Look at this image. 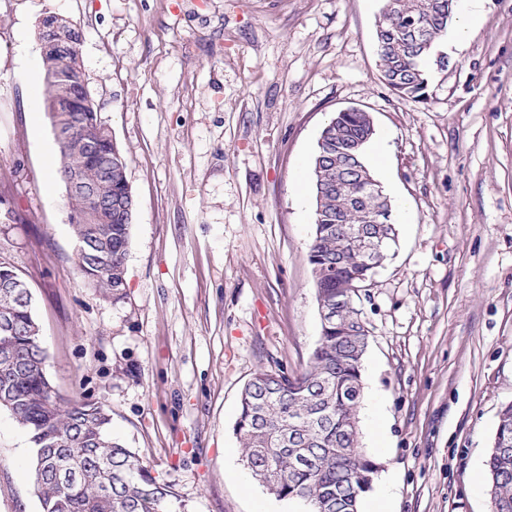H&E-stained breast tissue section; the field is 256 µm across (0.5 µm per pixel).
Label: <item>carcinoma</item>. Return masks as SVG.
Masks as SVG:
<instances>
[{"mask_svg": "<svg viewBox=\"0 0 512 512\" xmlns=\"http://www.w3.org/2000/svg\"><path fill=\"white\" fill-rule=\"evenodd\" d=\"M377 26V51L386 86L417 101L426 99L424 64L456 13V0H386ZM419 21L427 46L409 41ZM47 65L58 61L59 77H46L45 108L71 130L61 155L60 175L76 172L105 198L131 193L126 161L100 125L77 64L80 33L62 19L44 20ZM374 134L367 116L353 113L323 128L311 169L315 201L309 247L317 301H350L338 324L321 327L308 369L296 376L259 371L244 386L233 427L252 476L279 498L302 499L311 512H359L375 483L379 464L360 444L359 407L369 332L357 307V286L370 276L365 258L349 241L352 230L384 236L382 258L396 245L394 224H363L350 196L370 173L364 147ZM71 227L84 252L78 268L105 297L125 288V258L134 208L114 209L96 218L80 195H69ZM19 277L0 259V319L13 325L0 346V410L30 434L35 448L34 485L41 512H165L173 492L159 485L140 456L112 438L110 414L100 405L64 401L45 373V351L30 300L9 287ZM493 512H512V403L502 407L486 457Z\"/></svg>", "mask_w": 512, "mask_h": 512, "instance_id": "cac0c4a2", "label": "carcinoma"}]
</instances>
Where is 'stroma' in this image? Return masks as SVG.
<instances>
[{"label": "stroma", "instance_id": "stroma-1", "mask_svg": "<svg viewBox=\"0 0 512 512\" xmlns=\"http://www.w3.org/2000/svg\"><path fill=\"white\" fill-rule=\"evenodd\" d=\"M384 0H0V258L32 293L46 372L102 405L181 512H308L255 480L233 432L261 370L302 373L321 333L310 171L339 111L370 113L398 245L358 302L361 443L382 512H489L476 480L512 401V0H482L427 98L385 85ZM66 18L135 202L126 286L78 243L44 108L40 29ZM30 435L0 411V512H41Z\"/></svg>", "mask_w": 512, "mask_h": 512}]
</instances>
